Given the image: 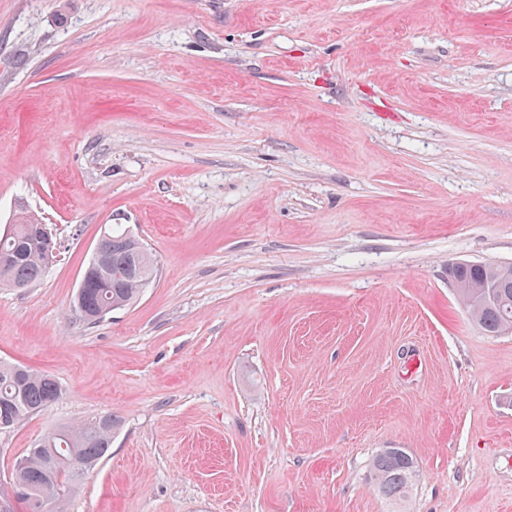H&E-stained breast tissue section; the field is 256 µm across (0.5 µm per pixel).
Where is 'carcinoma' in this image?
Here are the masks:
<instances>
[{"instance_id":"cac0c4a2","label":"carcinoma","mask_w":512,"mask_h":512,"mask_svg":"<svg viewBox=\"0 0 512 512\" xmlns=\"http://www.w3.org/2000/svg\"><path fill=\"white\" fill-rule=\"evenodd\" d=\"M39 223L34 214L10 225L11 235L0 230V251L23 249L26 256L11 265H0V285L6 288H30L45 273L40 256V242L31 225ZM110 248L100 256V263L112 273V279L97 276L87 279L82 295L74 304L82 306V317L96 322L108 314L134 303L142 288L154 280L157 262L135 236L127 231L110 232ZM503 265L498 263L461 264L448 268L457 295L471 319L485 332L497 334L512 329V277L501 289L506 304L481 302L476 290L494 277ZM64 390L52 376L20 364L0 362V401L11 403L14 423L37 414L58 401ZM121 419L106 413L86 423L65 425L41 438L26 449L27 464L18 475L19 483L29 492L20 499L24 512H66L65 503L74 491L78 473L88 470L105 456L112 446V436ZM377 490L397 499L406 496L413 484L415 465L403 448H383L371 463Z\"/></svg>"}]
</instances>
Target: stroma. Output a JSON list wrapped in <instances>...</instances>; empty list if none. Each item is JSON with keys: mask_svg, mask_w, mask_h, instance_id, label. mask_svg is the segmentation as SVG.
I'll use <instances>...</instances> for the list:
<instances>
[{"mask_svg": "<svg viewBox=\"0 0 512 512\" xmlns=\"http://www.w3.org/2000/svg\"><path fill=\"white\" fill-rule=\"evenodd\" d=\"M0 361L122 428L68 512H512V331L448 277L512 263V0H0ZM158 261L98 322L104 231ZM403 448L407 498L369 464ZM40 219L34 214L26 215L18 224H11V235L4 238L5 229L0 230V251L24 249L26 256L11 265H0V285L6 288H30L38 283L45 273V266L40 256V242L35 237L31 224H39ZM27 223V224H26Z\"/></svg>", "mask_w": 512, "mask_h": 512, "instance_id": "stroma-1", "label": "stroma"}]
</instances>
